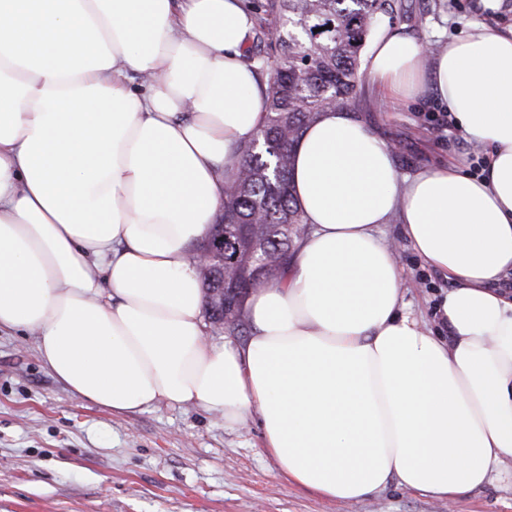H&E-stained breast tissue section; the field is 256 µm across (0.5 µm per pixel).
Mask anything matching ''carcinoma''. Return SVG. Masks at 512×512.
<instances>
[{
    "label": "carcinoma",
    "instance_id": "1",
    "mask_svg": "<svg viewBox=\"0 0 512 512\" xmlns=\"http://www.w3.org/2000/svg\"><path fill=\"white\" fill-rule=\"evenodd\" d=\"M404 11L403 0H264L247 61L263 76L266 117L233 151L222 213L212 236L224 235V271L242 286L231 301L230 333L242 332L244 303L258 265L281 281L286 258L310 227L292 192V149L329 108L350 107L360 93L361 56L372 27Z\"/></svg>",
    "mask_w": 512,
    "mask_h": 512
}]
</instances>
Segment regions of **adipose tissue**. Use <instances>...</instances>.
<instances>
[{"label": "adipose tissue", "mask_w": 512, "mask_h": 512, "mask_svg": "<svg viewBox=\"0 0 512 512\" xmlns=\"http://www.w3.org/2000/svg\"><path fill=\"white\" fill-rule=\"evenodd\" d=\"M252 26L242 0H0V332L35 336L73 396L116 414L194 405L233 429L257 411L284 478L326 499L512 487V27L475 18L428 67L377 31L371 77L434 96L483 169L461 153L401 177L365 121L328 110L293 150L311 230L248 298L247 339L219 343L188 248L265 117ZM395 217L448 281L447 336L403 300Z\"/></svg>", "instance_id": "obj_1"}]
</instances>
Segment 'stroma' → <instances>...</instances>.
<instances>
[{"label": "stroma", "mask_w": 512, "mask_h": 512, "mask_svg": "<svg viewBox=\"0 0 512 512\" xmlns=\"http://www.w3.org/2000/svg\"><path fill=\"white\" fill-rule=\"evenodd\" d=\"M397 23L438 49L482 14L481 0H405ZM359 115L395 148L402 176L474 147L457 127L438 130L433 98L387 103L362 76ZM396 244L405 299L427 324L448 282L405 244L399 218L383 225ZM257 415L245 426L194 406L156 404L115 414L72 396L49 372L32 336L0 335V512H512V490L493 485L447 503L397 482L355 503L288 483L262 446Z\"/></svg>", "instance_id": "35a3bbf8"}]
</instances>
